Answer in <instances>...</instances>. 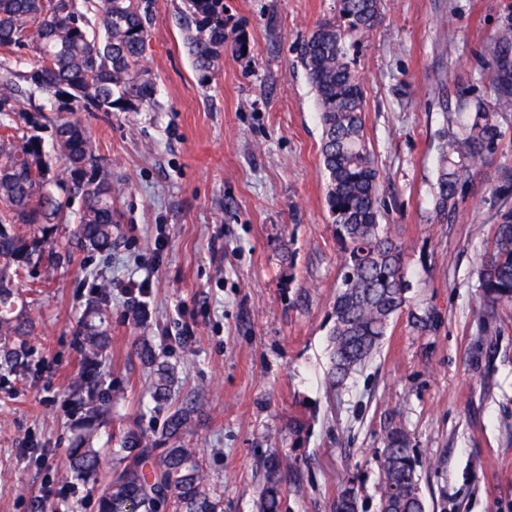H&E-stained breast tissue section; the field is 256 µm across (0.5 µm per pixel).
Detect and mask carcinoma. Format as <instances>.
<instances>
[{"label": "carcinoma", "mask_w": 512, "mask_h": 512, "mask_svg": "<svg viewBox=\"0 0 512 512\" xmlns=\"http://www.w3.org/2000/svg\"><path fill=\"white\" fill-rule=\"evenodd\" d=\"M100 19L91 34L78 0H0V337L5 363H24L33 328L28 305L15 286L22 270L40 262L51 273L67 248L54 240L56 226L75 224V246L112 249V177L95 155L92 138L78 121L48 123L32 104L40 93L51 111L137 112L150 105L155 82L143 66L153 0H86ZM381 19L380 0H340L339 16L316 23L299 49L315 94L321 124V158L328 179L327 206L343 253L330 329L328 384L343 387L378 351L403 311L408 285L403 248L381 223L380 173L365 133L363 79L348 57L347 39L362 37ZM193 69L205 82L224 57V0H184L179 16ZM494 61L493 103L457 100L439 132L432 221L452 224L476 172L504 138L500 119L512 112V25L501 28L489 49ZM52 129L51 144L41 130ZM497 209L488 251L477 271L483 303L477 321L494 320L512 303V170L500 174ZM82 199L75 215L69 201ZM106 288L86 302L79 320L80 348L93 362L111 346ZM430 307L412 316L421 333L436 330ZM88 405L85 434L70 449L71 470L90 477L102 456L91 446L95 426L107 413L98 390L81 380ZM193 410L181 408L167 422L176 439ZM113 451L112 478L100 487L97 512H218L199 448L156 450L152 440L129 431ZM408 433L391 428L378 458L379 512H425L420 475ZM280 462L273 461L260 492V512H281Z\"/></svg>", "instance_id": "1"}]
</instances>
